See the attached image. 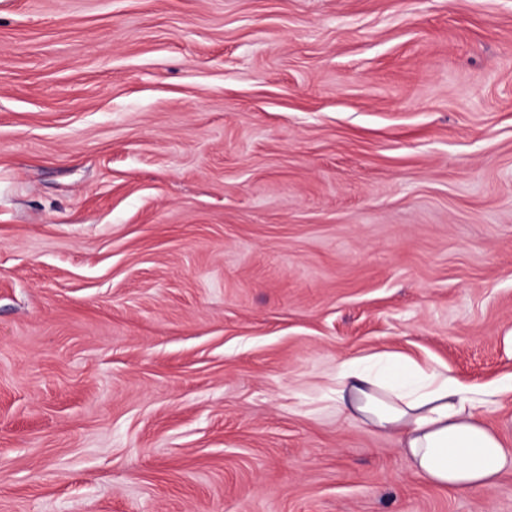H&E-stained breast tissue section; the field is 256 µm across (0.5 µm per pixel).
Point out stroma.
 I'll use <instances>...</instances> for the list:
<instances>
[{"label": "stroma", "mask_w": 512, "mask_h": 512, "mask_svg": "<svg viewBox=\"0 0 512 512\" xmlns=\"http://www.w3.org/2000/svg\"><path fill=\"white\" fill-rule=\"evenodd\" d=\"M381 351L512 383V0H0V512H512ZM484 403L448 368L390 353L346 361L336 377L348 418L396 435L418 474L456 491L490 489L512 471V448L476 413Z\"/></svg>", "instance_id": "obj_1"}]
</instances>
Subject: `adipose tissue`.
<instances>
[{"label": "adipose tissue", "instance_id": "1", "mask_svg": "<svg viewBox=\"0 0 512 512\" xmlns=\"http://www.w3.org/2000/svg\"><path fill=\"white\" fill-rule=\"evenodd\" d=\"M336 403L353 421L396 435L415 471L456 491L494 487L512 448L477 415L480 398L440 365L390 353L344 362Z\"/></svg>", "mask_w": 512, "mask_h": 512}]
</instances>
